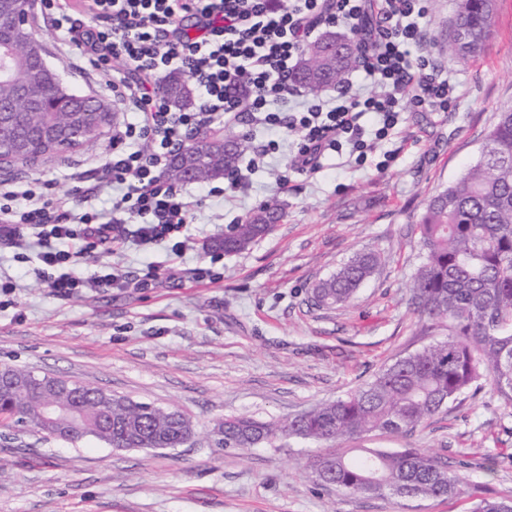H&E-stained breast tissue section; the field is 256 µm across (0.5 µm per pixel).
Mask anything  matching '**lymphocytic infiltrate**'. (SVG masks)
<instances>
[{
  "label": "lymphocytic infiltrate",
  "instance_id": "f902f5d3",
  "mask_svg": "<svg viewBox=\"0 0 512 512\" xmlns=\"http://www.w3.org/2000/svg\"><path fill=\"white\" fill-rule=\"evenodd\" d=\"M77 15L97 21L81 39L96 69L121 61L139 71L138 80L110 85L113 99L132 117L113 127L107 157L70 173V193H49L38 177L21 193L0 180V240L16 246L13 259L22 262L27 255L19 246L31 239L37 275L60 299L149 285L148 278L131 279L113 266L80 276L85 255L109 256L130 243L143 250L165 244L182 255L196 198L166 173L183 146L217 120L295 134L288 170L312 175L341 142L364 150L387 136L408 108L444 112L458 97L456 85L418 52L430 0H286L281 7L272 0H40L37 21L61 31ZM188 16L195 20L190 28L183 24ZM322 24L344 25L357 36L362 67L381 91L344 90L280 110L291 94L294 60ZM172 64L202 92L193 111H172L157 92L161 69ZM114 186L121 193L111 214L93 209L92 197ZM117 213L137 220L134 233L114 221Z\"/></svg>",
  "mask_w": 512,
  "mask_h": 512
}]
</instances>
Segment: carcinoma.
Returning a JSON list of instances; mask_svg holds the SVG:
<instances>
[{"instance_id": "carcinoma-1", "label": "carcinoma", "mask_w": 512, "mask_h": 512, "mask_svg": "<svg viewBox=\"0 0 512 512\" xmlns=\"http://www.w3.org/2000/svg\"><path fill=\"white\" fill-rule=\"evenodd\" d=\"M496 0H457L448 34L460 58L479 55L489 41ZM324 51L318 41L303 49L293 72L294 83L316 94L340 86L360 63L355 38ZM13 33L0 34V106L17 98L19 89L42 77L41 52L10 49ZM174 105L187 108L193 93L178 73L161 80ZM110 120V106L93 107L56 79L47 108L14 121L17 150L5 151L14 163L54 157L98 139ZM245 145L238 139L205 136L202 147L178 153L168 170L174 183L197 169L202 183L221 180L239 167ZM284 218L282 209L263 206L244 223L235 224L209 249L226 255L246 250ZM423 260L410 282V299L447 338L396 360L371 381L336 400L282 420L251 416L224 420V447L274 448L284 438L329 443L311 465L314 480L366 498L403 500L447 499L456 496L465 477L423 448H343L348 440L372 436H407L481 380L491 383L503 404L512 406V107L502 109L487 131L476 160L461 177L430 198L418 224ZM381 263L376 251L358 252L329 278L318 282L312 298L319 307L349 302ZM6 371L31 381V387L0 397V417L48 435L57 426L41 415L45 402L66 405L69 394L44 390L43 377L14 367ZM77 400L84 434L106 445L124 448H178L195 435L185 414L174 415L152 406L94 389ZM473 512H512V497H482Z\"/></svg>"}]
</instances>
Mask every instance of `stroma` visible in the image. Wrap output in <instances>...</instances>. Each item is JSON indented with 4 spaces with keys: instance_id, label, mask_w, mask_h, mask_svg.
Instances as JSON below:
<instances>
[{
    "instance_id": "obj_1",
    "label": "stroma",
    "mask_w": 512,
    "mask_h": 512,
    "mask_svg": "<svg viewBox=\"0 0 512 512\" xmlns=\"http://www.w3.org/2000/svg\"><path fill=\"white\" fill-rule=\"evenodd\" d=\"M455 0H431L422 54L436 58L458 87L445 112L415 107L358 161L330 154L318 174H286L292 135L242 188L203 199L193 210L181 258L166 246H128L113 262L146 288H103L61 300L33 263L0 242V271L20 277L0 307V364L92 384L138 402L187 414L195 437L178 448L116 451L87 438L71 444L0 421V512H470L479 488L512 496V409L490 385L405 437L375 436L370 448H426L444 456L466 485L448 500L363 498L314 484L306 467L315 443L290 438L276 448L221 444L224 418L291 417L370 381L384 366L441 341L409 301L422 258L417 221L428 198L472 163L502 108L512 107V0H497L484 54L463 60L448 49ZM49 64L82 93L123 111L108 85L133 79L127 66L105 72L61 34L34 27ZM107 136L59 157L0 170L18 190L37 174L65 194L71 167L105 157ZM285 218L246 251L211 263L207 242L260 206ZM382 264L348 304L315 306L312 289L356 253ZM220 281L198 282L195 268Z\"/></svg>"
}]
</instances>
